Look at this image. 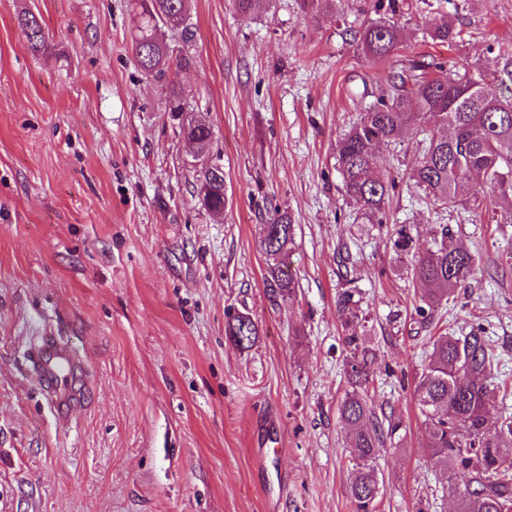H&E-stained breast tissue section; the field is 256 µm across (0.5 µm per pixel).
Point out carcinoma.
<instances>
[{
    "mask_svg": "<svg viewBox=\"0 0 512 512\" xmlns=\"http://www.w3.org/2000/svg\"><path fill=\"white\" fill-rule=\"evenodd\" d=\"M134 16L131 52L138 69L156 81H164L171 67L186 69L193 58L176 47L192 38L188 24L189 0H130ZM19 24L31 48L45 45L38 17L26 13ZM432 41L451 44L459 32L453 22H430ZM397 22L379 17L359 31L358 49L368 57L390 63L375 100L338 139L336 163L346 194L370 224L386 216L393 176L374 174L379 149L391 143L401 130L423 118L436 132L428 138L412 180L433 208L455 207L468 197L471 209L501 208L512 221V49L498 50L500 68L491 77L473 73L467 62L453 69L432 58L399 55ZM170 111L176 113L180 132L208 151L211 127L197 117L184 116L179 92L172 91ZM201 206L215 215L228 202L224 183L210 179V172L196 176ZM394 248L411 256L413 279L421 285L417 314L424 320L475 274L474 256L456 245L444 224L438 225L435 245L412 250L413 238L405 225L395 230ZM291 219L273 212L262 225L265 253L278 257L292 242ZM267 287L283 297H293L295 283L280 264L267 271ZM356 287L337 299L342 327L346 374L351 391L340 404L347 425L346 448L354 461L349 494L354 512H376L380 494L374 462L386 440L398 433L400 421H378L365 396L375 352L366 336L354 331L360 325ZM224 336L238 349L251 348L260 331L246 312L225 313ZM494 353L483 337L473 332L463 338L444 334L433 341L428 366L414 389V399L424 416L427 446L443 471L469 476V487L457 493V512H512V415L492 421L488 416L491 393L501 390L494 381Z\"/></svg>",
    "mask_w": 512,
    "mask_h": 512,
    "instance_id": "carcinoma-1",
    "label": "carcinoma"
}]
</instances>
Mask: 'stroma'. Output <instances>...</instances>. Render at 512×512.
<instances>
[{"instance_id":"1","label":"stroma","mask_w":512,"mask_h":512,"mask_svg":"<svg viewBox=\"0 0 512 512\" xmlns=\"http://www.w3.org/2000/svg\"><path fill=\"white\" fill-rule=\"evenodd\" d=\"M34 13L33 52L18 18ZM379 0H191L192 66L164 86L134 65L128 0H0V512H353L339 405L349 385L336 298L347 280L376 351L368 398L399 419L375 463L376 512H455L468 478L435 466L413 400L434 336L480 330L512 382V222L427 207L403 184L383 225L345 194L336 142L388 64L354 40ZM448 16L452 47L426 36ZM402 51L465 58L494 73L512 46V0H413ZM213 131L199 153L170 88ZM416 128L382 147L380 174L412 171ZM224 169L223 216L195 175ZM287 214L295 299L271 296L261 226ZM407 225L419 249L438 225L476 272L430 321L414 310ZM259 326L248 350L227 308ZM71 371L43 381L45 335ZM224 336L238 349L251 348L260 331L257 323L246 312L235 309H227L224 322Z\"/></svg>"}]
</instances>
